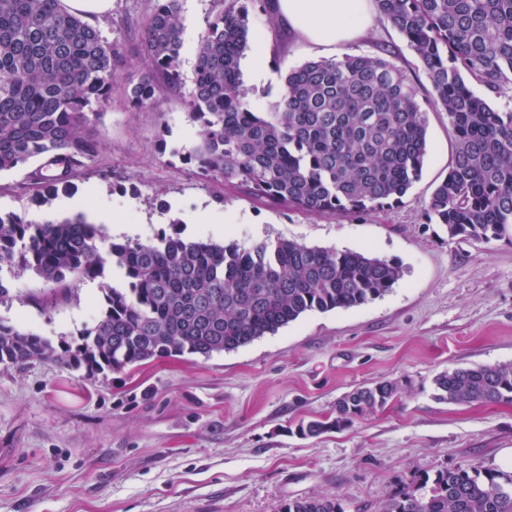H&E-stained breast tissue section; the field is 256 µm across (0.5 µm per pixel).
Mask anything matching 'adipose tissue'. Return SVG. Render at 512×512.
Instances as JSON below:
<instances>
[{
	"label": "adipose tissue",
	"instance_id": "ef3b65f1",
	"mask_svg": "<svg viewBox=\"0 0 512 512\" xmlns=\"http://www.w3.org/2000/svg\"><path fill=\"white\" fill-rule=\"evenodd\" d=\"M278 19L307 50L335 55L372 29L371 0H275Z\"/></svg>",
	"mask_w": 512,
	"mask_h": 512
}]
</instances>
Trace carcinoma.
Instances as JSON below:
<instances>
[{
	"label": "carcinoma",
	"instance_id": "carcinoma-1",
	"mask_svg": "<svg viewBox=\"0 0 512 512\" xmlns=\"http://www.w3.org/2000/svg\"><path fill=\"white\" fill-rule=\"evenodd\" d=\"M141 40L110 41L63 0H0V172L27 167L31 203L75 190L101 142L93 121L126 80L131 108L182 89L180 0H154ZM223 8L199 37L193 87L185 96L196 139L172 154L206 179L271 205L347 217L398 202L422 173L427 123L418 89L380 56L309 60L286 76L280 109L257 112L241 79L248 47L245 3ZM378 15L420 58L437 103L448 112L455 152L425 213L451 239L512 241V110L496 94L512 84V0H374ZM141 66L127 70L129 51ZM127 287L100 282L102 309L72 346L0 323V365L67 356L93 376L148 360L232 351L312 312L384 296L402 267L352 250L290 240L221 245L178 234L115 243L78 216L35 223L0 214V303L13 297L1 275L32 271L63 298L71 278L104 277L106 262ZM449 404L512 403V362L460 367L433 379ZM400 397L395 381L363 384L336 402L331 421L300 431L318 436ZM281 512H344L334 497L297 498ZM381 512H512V475L456 467L418 478Z\"/></svg>",
	"mask_w": 512,
	"mask_h": 512
}]
</instances>
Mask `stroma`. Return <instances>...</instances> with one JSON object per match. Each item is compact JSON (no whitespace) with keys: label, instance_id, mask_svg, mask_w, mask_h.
Instances as JSON below:
<instances>
[{"label":"stroma","instance_id":"obj_1","mask_svg":"<svg viewBox=\"0 0 512 512\" xmlns=\"http://www.w3.org/2000/svg\"><path fill=\"white\" fill-rule=\"evenodd\" d=\"M153 0H112L98 24L111 40L143 31ZM181 93L130 111L123 85L93 128L103 143L74 197L118 215L140 241L178 230L186 240L250 244L285 239L398 262L402 279L366 304L313 311L233 351L151 360L87 376L63 362L0 366V512H279L295 498L333 495L344 512H379L416 476L459 466L500 467L512 448V404L434 398L447 369L512 362V241L449 240L425 205L448 173L454 136L407 41L377 21L350 55H378L419 88L427 122L422 174L400 202L355 217L272 207L184 169L175 149L196 137L184 104L197 41L217 0H180ZM267 34L270 79L249 84L258 112L277 111L288 72L312 60L297 39L248 9ZM165 138L167 152L157 148ZM26 172L0 173V211L55 219L58 202L31 204ZM178 226H171V219ZM45 283L24 272L0 322L53 342L74 341L98 316V281L76 279L51 309ZM393 380L401 399L317 437L301 422L331 418L355 387Z\"/></svg>","mask_w":512,"mask_h":512}]
</instances>
